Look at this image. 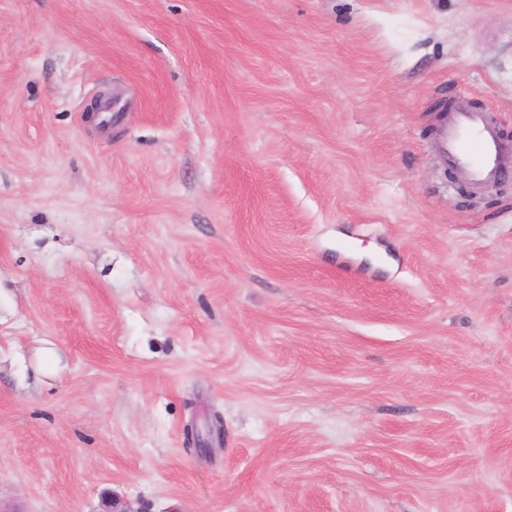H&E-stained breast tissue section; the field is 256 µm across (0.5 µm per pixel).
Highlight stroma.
<instances>
[{
	"label": "stroma",
	"mask_w": 512,
	"mask_h": 512,
	"mask_svg": "<svg viewBox=\"0 0 512 512\" xmlns=\"http://www.w3.org/2000/svg\"><path fill=\"white\" fill-rule=\"evenodd\" d=\"M460 95L512 132V0H0V512H512Z\"/></svg>",
	"instance_id": "1"
}]
</instances>
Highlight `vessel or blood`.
Listing matches in <instances>:
<instances>
[{
    "label": "vessel or blood",
    "instance_id": "b4317fda",
    "mask_svg": "<svg viewBox=\"0 0 512 512\" xmlns=\"http://www.w3.org/2000/svg\"><path fill=\"white\" fill-rule=\"evenodd\" d=\"M433 143L477 189L501 179L512 159V147L502 140L484 113L471 108L464 96L457 97L447 116L439 120Z\"/></svg>",
    "mask_w": 512,
    "mask_h": 512
}]
</instances>
